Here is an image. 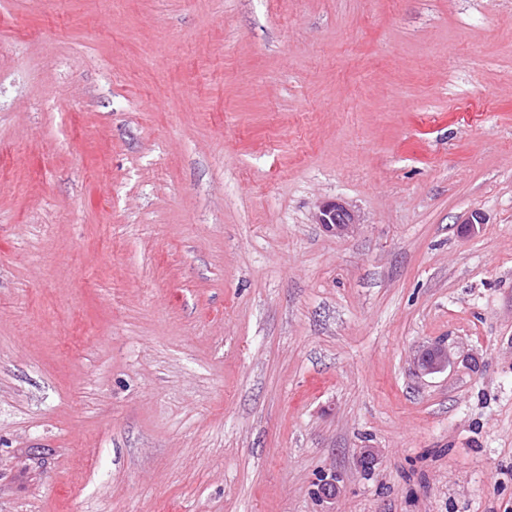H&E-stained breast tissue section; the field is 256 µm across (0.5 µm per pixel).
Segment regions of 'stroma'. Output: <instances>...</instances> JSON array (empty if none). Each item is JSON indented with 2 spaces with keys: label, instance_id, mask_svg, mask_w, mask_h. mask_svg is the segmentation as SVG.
<instances>
[{
  "label": "stroma",
  "instance_id": "1",
  "mask_svg": "<svg viewBox=\"0 0 512 512\" xmlns=\"http://www.w3.org/2000/svg\"><path fill=\"white\" fill-rule=\"evenodd\" d=\"M0 512H512V0H0ZM317 223L327 231L342 234L354 225V215L342 204L336 201H326L319 207ZM414 362L420 373L433 374L448 368L454 363V359L448 347L437 343L419 350Z\"/></svg>",
  "mask_w": 512,
  "mask_h": 512
}]
</instances>
